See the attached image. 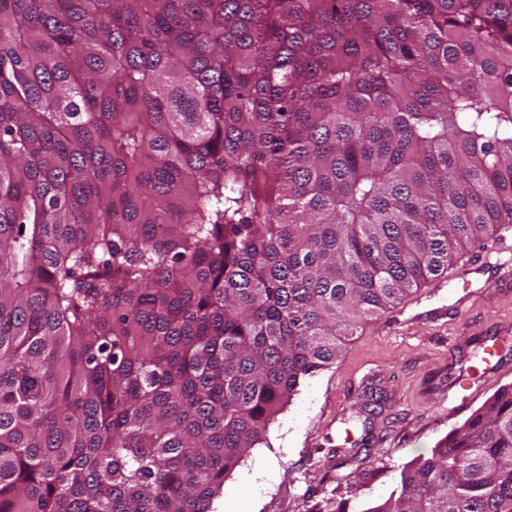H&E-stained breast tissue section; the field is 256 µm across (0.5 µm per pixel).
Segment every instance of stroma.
Segmentation results:
<instances>
[{
    "mask_svg": "<svg viewBox=\"0 0 512 512\" xmlns=\"http://www.w3.org/2000/svg\"><path fill=\"white\" fill-rule=\"evenodd\" d=\"M512 251V228L463 252L447 273L370 320L336 362L301 381L296 395L229 473L214 512H365L397 488L403 467L427 457L499 387L512 384V349L496 374L481 369L492 339L512 342V290L486 287L491 270L463 277L470 264ZM386 399L366 417V388ZM272 466L256 496L233 490L258 457Z\"/></svg>",
    "mask_w": 512,
    "mask_h": 512,
    "instance_id": "obj_1",
    "label": "stroma"
}]
</instances>
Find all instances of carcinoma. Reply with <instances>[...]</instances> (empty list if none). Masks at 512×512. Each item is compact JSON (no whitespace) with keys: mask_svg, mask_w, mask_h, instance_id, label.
Masks as SVG:
<instances>
[{"mask_svg":"<svg viewBox=\"0 0 512 512\" xmlns=\"http://www.w3.org/2000/svg\"><path fill=\"white\" fill-rule=\"evenodd\" d=\"M511 224L512 0H0V512H209ZM365 512H512V384Z\"/></svg>","mask_w":512,"mask_h":512,"instance_id":"cac0c4a2","label":"carcinoma"}]
</instances>
